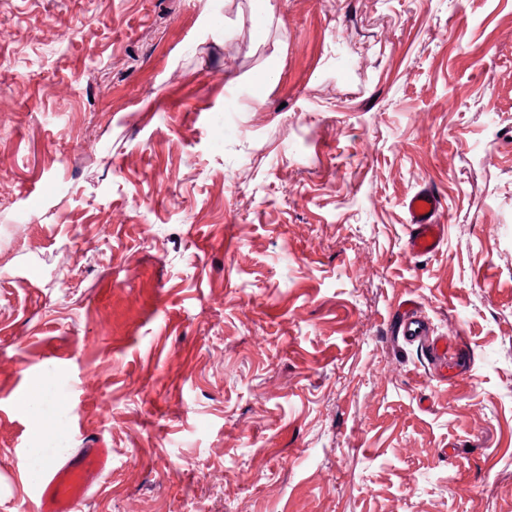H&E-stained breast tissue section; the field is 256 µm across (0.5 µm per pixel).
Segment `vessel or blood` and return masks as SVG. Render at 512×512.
<instances>
[{
    "label": "vessel or blood",
    "mask_w": 512,
    "mask_h": 512,
    "mask_svg": "<svg viewBox=\"0 0 512 512\" xmlns=\"http://www.w3.org/2000/svg\"><path fill=\"white\" fill-rule=\"evenodd\" d=\"M410 227L407 248L412 255L436 252L444 241L445 227L438 220L441 202L428 188L416 192L405 203ZM397 334L422 345L442 378L459 375L464 350L462 339L448 340L430 334L426 323L404 302L398 312ZM112 456L106 448H83L59 467H47L43 478L33 485L36 512H81L91 491L110 470Z\"/></svg>",
    "instance_id": "obj_1"
}]
</instances>
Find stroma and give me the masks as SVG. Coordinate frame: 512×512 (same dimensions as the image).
I'll list each match as a JSON object with an SVG mask.
<instances>
[{"mask_svg":"<svg viewBox=\"0 0 512 512\" xmlns=\"http://www.w3.org/2000/svg\"><path fill=\"white\" fill-rule=\"evenodd\" d=\"M82 448L81 512H512V0H0V512ZM410 227L407 248L414 256L436 252L444 241L445 225L440 224L438 213L441 202L429 188H423L405 203ZM396 335L422 344L432 365L444 380L459 375L463 340L458 338L448 342V336L430 334L424 320L415 314L410 300L405 301L398 312Z\"/></svg>","mask_w":512,"mask_h":512,"instance_id":"stroma-1","label":"stroma"}]
</instances>
